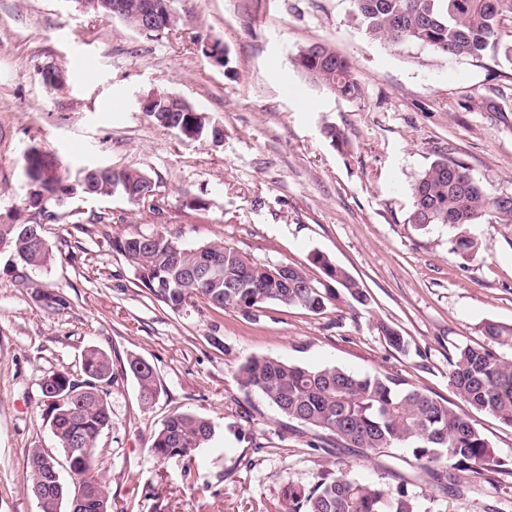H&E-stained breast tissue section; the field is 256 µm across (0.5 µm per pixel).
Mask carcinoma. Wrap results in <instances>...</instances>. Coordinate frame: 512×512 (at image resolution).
<instances>
[{
  "instance_id": "obj_1",
  "label": "carcinoma",
  "mask_w": 512,
  "mask_h": 512,
  "mask_svg": "<svg viewBox=\"0 0 512 512\" xmlns=\"http://www.w3.org/2000/svg\"><path fill=\"white\" fill-rule=\"evenodd\" d=\"M94 14L120 19L138 30L140 6L145 0H121L125 12L112 11L115 0H80ZM352 19L373 40L391 47L418 45L448 59L479 62L492 52L512 64V42L503 40L502 27L512 19V0H354ZM293 66L310 82L347 99L360 95L350 62L326 43L300 50ZM146 112L156 125L177 132L188 141L210 143L217 132L204 113L187 101L172 102L168 94L153 95ZM29 183L28 197L11 224H0V246L12 257L13 267L38 269L53 253L44 241L42 226L62 217L64 203L77 196H110L126 187L143 191L134 178L136 169L100 168L84 183L75 182L62 162L39 149L24 157ZM408 223L423 229L447 224L453 230L454 250L463 255L477 249L468 227L483 219L512 224V193L491 195L468 168L443 156L434 160L412 188ZM143 233L117 235L112 248L135 269L142 285L159 303L181 312L188 302L199 300L219 309L258 312L275 303L321 314L339 299L300 267L288 265L284 280L269 275L270 265L258 263L224 243L186 246L162 233L142 243ZM324 274L343 287L346 298L358 305L368 302L360 284L342 268L320 254L312 258ZM381 333L394 349L407 348L404 337L382 323ZM488 343L456 347L449 359L448 381L456 394L479 412L512 427V360L490 344L512 347V326L487 320L482 325ZM138 385L142 405L156 400L161 382L156 369L139 356L124 365ZM83 380L76 383L64 372L42 380V397L49 400L50 428L73 471H87L90 463L79 452L97 448L104 431L112 428V407L107 387L113 381L109 355L96 347L82 356ZM237 380L245 395L255 393L289 421L315 432L320 442L343 448H361L367 454H384L394 448L411 450L418 462H448L445 476L459 472H497L508 468L484 434L459 415L444 399L434 398L405 379L388 374H354L337 366L309 368L271 357L254 356L243 362ZM215 434L213 423L182 411L169 415L150 439L153 455L161 461L191 460ZM59 464L43 448H32L27 457V490L33 497L65 505L74 488L63 480L52 482L47 463ZM81 512H112V495L96 476L83 489ZM282 512H421L417 499L403 487L367 483L344 471L323 474L311 486L288 484Z\"/></svg>"
}]
</instances>
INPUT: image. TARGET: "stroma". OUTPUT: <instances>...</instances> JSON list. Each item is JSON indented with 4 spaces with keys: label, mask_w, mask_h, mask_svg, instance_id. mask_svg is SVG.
<instances>
[{
    "label": "stroma",
    "mask_w": 512,
    "mask_h": 512,
    "mask_svg": "<svg viewBox=\"0 0 512 512\" xmlns=\"http://www.w3.org/2000/svg\"><path fill=\"white\" fill-rule=\"evenodd\" d=\"M172 9L176 25L149 36L77 0H0V224L26 198L22 158L32 147L73 170L139 169L156 182L150 205L119 193L73 200L72 217L45 227L53 260L27 279L0 253V512H41L26 490L27 454L58 448L40 383L56 371L79 378L90 346L117 367L141 356L162 384L147 410L131 376L109 388L112 427L93 471L116 512H279L288 484L338 470L407 488L422 512H512L511 472L467 473L445 489L406 448L372 457L315 448L312 431L237 383L253 356L399 375L447 400L512 461V427L471 409L448 383L455 346L483 342L484 321L512 325V224L472 225L478 249L463 256L448 225L408 222L412 185L440 154L463 162L489 194L512 192V65L373 41L352 20L353 0H173ZM217 39L228 66L202 52ZM316 42L351 62L359 98L296 71L295 55ZM51 67L62 71L59 86L43 80ZM493 88L498 112L479 104ZM160 92L222 126L223 144L187 143L156 126L141 101ZM327 123L345 147L322 136ZM136 231L190 246L224 242L319 281L311 257L320 253L369 301L342 299L317 315L271 304L255 318L200 302L175 313L112 248L114 236ZM46 293L65 306H46ZM382 322L406 351L386 342ZM175 411L215 426L186 480L183 461H157L149 448Z\"/></svg>",
    "instance_id": "stroma-1"
}]
</instances>
